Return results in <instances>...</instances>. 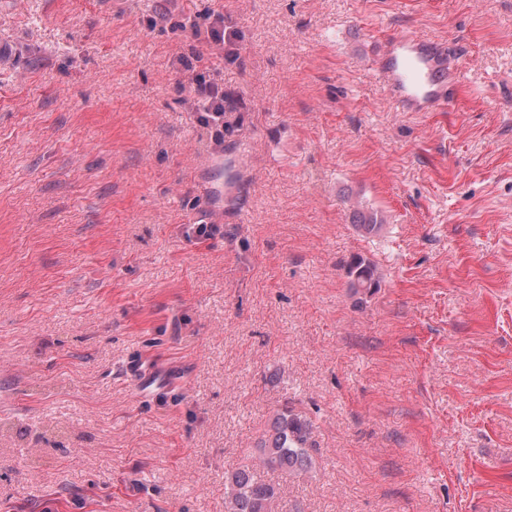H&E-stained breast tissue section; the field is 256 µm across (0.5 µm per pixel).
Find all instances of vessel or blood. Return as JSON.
Returning <instances> with one entry per match:
<instances>
[{"label": "vessel or blood", "instance_id": "vessel-or-blood-1", "mask_svg": "<svg viewBox=\"0 0 512 512\" xmlns=\"http://www.w3.org/2000/svg\"><path fill=\"white\" fill-rule=\"evenodd\" d=\"M375 68L399 110L437 112L450 107L448 87L458 75L440 44L414 35L389 34Z\"/></svg>", "mask_w": 512, "mask_h": 512}]
</instances>
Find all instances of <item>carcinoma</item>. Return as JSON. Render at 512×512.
Listing matches in <instances>:
<instances>
[{
    "mask_svg": "<svg viewBox=\"0 0 512 512\" xmlns=\"http://www.w3.org/2000/svg\"><path fill=\"white\" fill-rule=\"evenodd\" d=\"M355 226L367 234H376L381 219L371 210L355 211ZM348 288L364 294L380 286L376 266L354 257L347 264ZM312 426L302 415L285 409L275 417L271 429L257 446L252 467L239 468L225 476V512H283L278 488L265 481L258 471L301 474L312 467L309 453Z\"/></svg>",
    "mask_w": 512,
    "mask_h": 512,
    "instance_id": "obj_1",
    "label": "carcinoma"
}]
</instances>
